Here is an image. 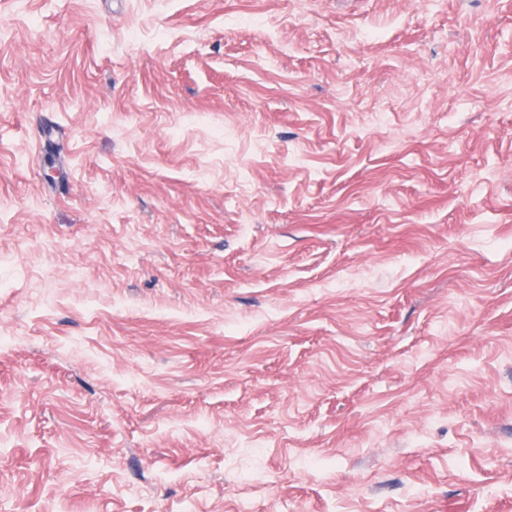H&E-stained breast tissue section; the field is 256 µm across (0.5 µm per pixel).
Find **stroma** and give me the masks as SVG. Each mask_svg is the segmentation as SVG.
Here are the masks:
<instances>
[{
    "mask_svg": "<svg viewBox=\"0 0 512 512\" xmlns=\"http://www.w3.org/2000/svg\"><path fill=\"white\" fill-rule=\"evenodd\" d=\"M0 512H512V0H0Z\"/></svg>",
    "mask_w": 512,
    "mask_h": 512,
    "instance_id": "stroma-1",
    "label": "stroma"
}]
</instances>
